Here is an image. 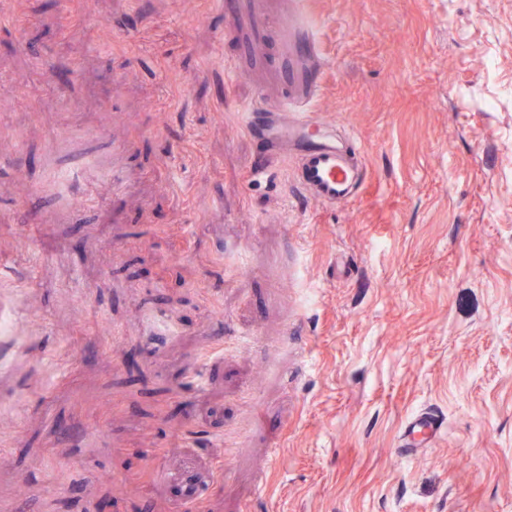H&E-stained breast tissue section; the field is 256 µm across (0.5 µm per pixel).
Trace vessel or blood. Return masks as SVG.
Returning <instances> with one entry per match:
<instances>
[{"mask_svg": "<svg viewBox=\"0 0 512 512\" xmlns=\"http://www.w3.org/2000/svg\"><path fill=\"white\" fill-rule=\"evenodd\" d=\"M240 123L261 146L254 176L268 173L291 157L299 186L323 205L350 202L363 188L359 144L350 134H337L335 125L320 113L299 112L288 104L263 105L242 112ZM443 430V423L429 414L414 415L404 424L399 446L406 452L429 446Z\"/></svg>", "mask_w": 512, "mask_h": 512, "instance_id": "1", "label": "vessel or blood"}]
</instances>
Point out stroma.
I'll list each match as a JSON object with an SVG mask.
<instances>
[{
    "mask_svg": "<svg viewBox=\"0 0 512 512\" xmlns=\"http://www.w3.org/2000/svg\"><path fill=\"white\" fill-rule=\"evenodd\" d=\"M1 142L0 512H512V0H0ZM240 123L261 146L253 177L293 157L297 183L323 205L348 203L363 188L361 147L351 134L336 135V125L319 112H298L290 104L262 105L240 113ZM444 430V424L428 413L416 414L404 424L398 447L403 452L419 447H426L435 442Z\"/></svg>",
    "mask_w": 512,
    "mask_h": 512,
    "instance_id": "obj_1",
    "label": "stroma"
}]
</instances>
